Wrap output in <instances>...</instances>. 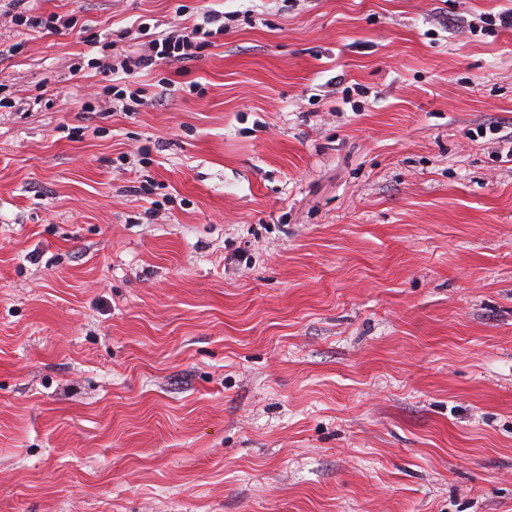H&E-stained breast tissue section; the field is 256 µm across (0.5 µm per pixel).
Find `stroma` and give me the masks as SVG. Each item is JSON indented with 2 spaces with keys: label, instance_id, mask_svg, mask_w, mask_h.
<instances>
[{
  "label": "stroma",
  "instance_id": "obj_1",
  "mask_svg": "<svg viewBox=\"0 0 512 512\" xmlns=\"http://www.w3.org/2000/svg\"><path fill=\"white\" fill-rule=\"evenodd\" d=\"M183 2L0 0V512H512V0ZM203 23L193 24L192 27L184 26L175 28L167 33L160 34L148 41V49L136 56L121 55L118 66L124 71L131 73L137 68L156 65L158 61H176L188 63L195 58L193 50L204 47L209 38L213 35L224 32V22L214 31L207 25L224 21V13L219 14L210 10L202 13ZM119 64V65H118Z\"/></svg>",
  "mask_w": 512,
  "mask_h": 512
}]
</instances>
